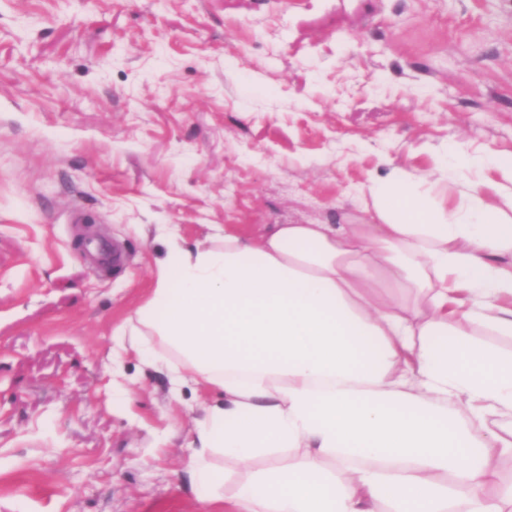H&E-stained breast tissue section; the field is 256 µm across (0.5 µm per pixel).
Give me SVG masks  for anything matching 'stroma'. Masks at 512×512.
<instances>
[{
    "label": "stroma",
    "mask_w": 512,
    "mask_h": 512,
    "mask_svg": "<svg viewBox=\"0 0 512 512\" xmlns=\"http://www.w3.org/2000/svg\"><path fill=\"white\" fill-rule=\"evenodd\" d=\"M458 145L512 157V0H0V512H202L217 396L127 336L168 235L368 224L394 169L456 206Z\"/></svg>",
    "instance_id": "obj_1"
}]
</instances>
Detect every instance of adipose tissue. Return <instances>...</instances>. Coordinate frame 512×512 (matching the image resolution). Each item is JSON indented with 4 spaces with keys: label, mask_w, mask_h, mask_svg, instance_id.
<instances>
[{
    "label": "adipose tissue",
    "mask_w": 512,
    "mask_h": 512,
    "mask_svg": "<svg viewBox=\"0 0 512 512\" xmlns=\"http://www.w3.org/2000/svg\"><path fill=\"white\" fill-rule=\"evenodd\" d=\"M456 150L445 209L406 172L371 185L372 224H277L209 246L171 241L132 344L152 333L173 383L222 392L197 421L186 477L205 512L211 465L282 448L231 512H512V218Z\"/></svg>",
    "instance_id": "ef3b65f1"
}]
</instances>
